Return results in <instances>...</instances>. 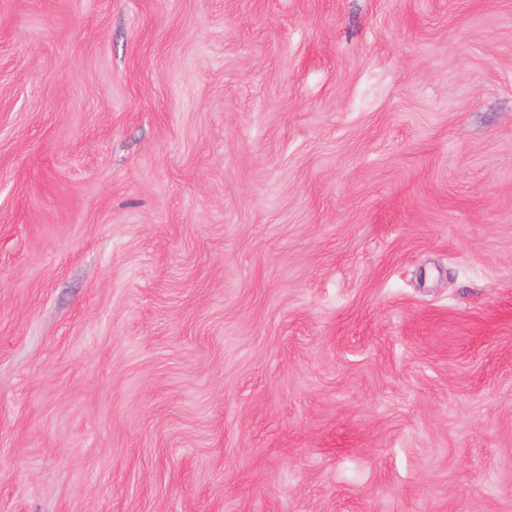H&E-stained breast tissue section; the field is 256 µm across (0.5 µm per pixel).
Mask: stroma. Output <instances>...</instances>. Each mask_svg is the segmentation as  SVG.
<instances>
[{"label": "stroma", "mask_w": 512, "mask_h": 512, "mask_svg": "<svg viewBox=\"0 0 512 512\" xmlns=\"http://www.w3.org/2000/svg\"><path fill=\"white\" fill-rule=\"evenodd\" d=\"M0 512H512V0H0Z\"/></svg>", "instance_id": "35a3bbf8"}]
</instances>
